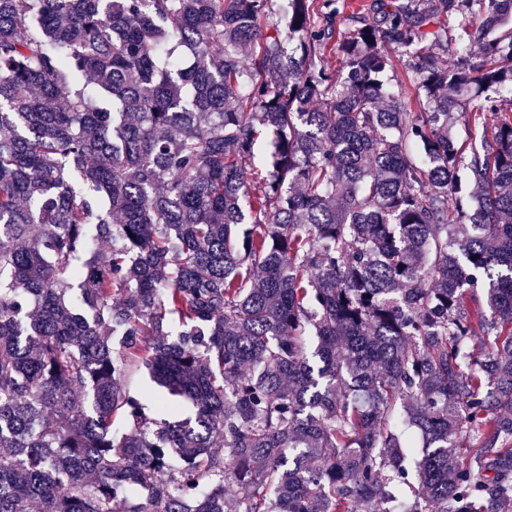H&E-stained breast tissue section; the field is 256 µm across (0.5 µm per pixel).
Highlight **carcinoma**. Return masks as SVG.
<instances>
[{"label":"carcinoma","mask_w":512,"mask_h":512,"mask_svg":"<svg viewBox=\"0 0 512 512\" xmlns=\"http://www.w3.org/2000/svg\"><path fill=\"white\" fill-rule=\"evenodd\" d=\"M365 10L0 0V512H512V0ZM393 65L387 70L384 80L389 88L397 90L402 87L409 93H413L412 83L414 80V72L411 68L412 61L409 54L405 52L390 51ZM495 120L496 119H494V116L492 114H489L484 126L482 124L473 126V124L468 125L464 122L463 119L459 118V121L456 123L454 127V133L456 134L459 141L475 140L476 142H479L483 135H490ZM130 388L137 393L144 403L147 405V412L154 418H170L171 416L160 415L156 412L154 406L155 397L167 396V394L159 387H157L150 379L146 370L135 373L129 382Z\"/></svg>","instance_id":"obj_1"}]
</instances>
